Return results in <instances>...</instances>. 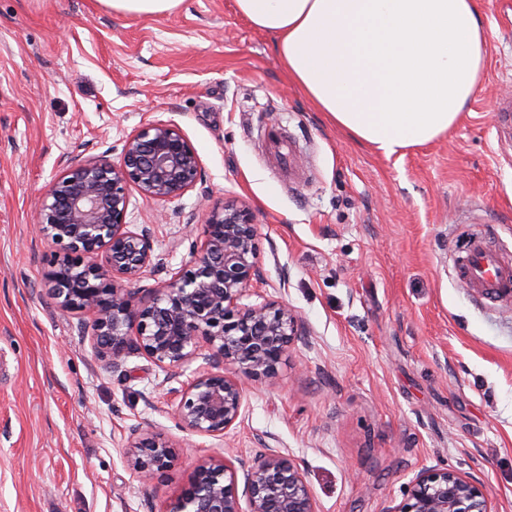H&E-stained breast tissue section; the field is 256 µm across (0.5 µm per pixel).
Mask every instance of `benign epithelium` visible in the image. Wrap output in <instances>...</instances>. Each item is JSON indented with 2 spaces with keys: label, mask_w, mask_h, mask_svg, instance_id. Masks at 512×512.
Returning <instances> with one entry per match:
<instances>
[{
  "label": "benign epithelium",
  "mask_w": 512,
  "mask_h": 512,
  "mask_svg": "<svg viewBox=\"0 0 512 512\" xmlns=\"http://www.w3.org/2000/svg\"><path fill=\"white\" fill-rule=\"evenodd\" d=\"M201 176L199 158L171 121L149 122L123 143L121 161L92 157L66 164L37 202L38 237L58 251L46 274L58 309L91 315L96 357L114 372L141 354L167 371L201 359L205 367L170 390L178 428L222 437L241 416L246 382L274 381L302 326L283 301L241 304L263 277L256 229L248 208L210 211L193 259L147 302L125 284L160 265L151 232L130 229L129 189L151 201H174ZM233 366L231 373L224 367ZM123 456L150 484L173 464L175 446L141 427L131 430ZM243 489H238V473ZM247 508H242L241 502ZM165 512H316L305 476L282 454L226 456L196 464L191 480ZM383 512H491L474 483L452 470L423 472L406 498Z\"/></svg>",
  "instance_id": "1"
}]
</instances>
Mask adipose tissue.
Wrapping results in <instances>:
<instances>
[{
  "mask_svg": "<svg viewBox=\"0 0 512 512\" xmlns=\"http://www.w3.org/2000/svg\"><path fill=\"white\" fill-rule=\"evenodd\" d=\"M275 37L319 112L385 156L433 141L478 94L488 33L476 0H235Z\"/></svg>",
  "mask_w": 512,
  "mask_h": 512,
  "instance_id": "adipose-tissue-1",
  "label": "adipose tissue"
}]
</instances>
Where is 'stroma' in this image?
Instances as JSON below:
<instances>
[{
  "label": "stroma",
  "mask_w": 512,
  "mask_h": 512,
  "mask_svg": "<svg viewBox=\"0 0 512 512\" xmlns=\"http://www.w3.org/2000/svg\"><path fill=\"white\" fill-rule=\"evenodd\" d=\"M483 86L446 135L391 157L329 123L235 0L131 16L100 0H0V512H163L198 460L269 447L305 474L317 512H383L423 471L478 485L512 512V299L479 296L454 263L478 235L512 256V0H479ZM176 123L201 179L180 199L131 191L163 287L209 211L242 204L262 281L304 327L274 383H250L225 436L178 429L169 377L142 355L106 370L76 316L48 298L56 247L37 195L62 160L119 163L125 138ZM292 149L284 168L278 150ZM142 426L176 447L144 485L122 456Z\"/></svg>",
  "instance_id": "35a3bbf8"
}]
</instances>
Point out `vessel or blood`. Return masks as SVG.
<instances>
[{"mask_svg": "<svg viewBox=\"0 0 512 512\" xmlns=\"http://www.w3.org/2000/svg\"><path fill=\"white\" fill-rule=\"evenodd\" d=\"M460 280L478 294L497 299L512 297V259L474 239L460 257Z\"/></svg>", "mask_w": 512, "mask_h": 512, "instance_id": "vessel-or-blood-1", "label": "vessel or blood"}]
</instances>
